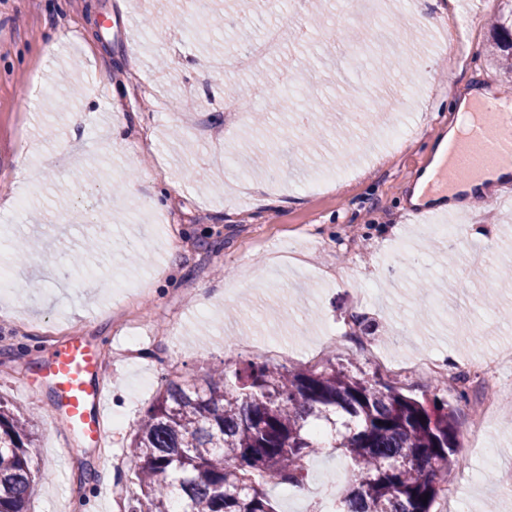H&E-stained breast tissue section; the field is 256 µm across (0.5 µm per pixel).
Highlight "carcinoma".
Masks as SVG:
<instances>
[{"label": "carcinoma", "instance_id": "1", "mask_svg": "<svg viewBox=\"0 0 512 512\" xmlns=\"http://www.w3.org/2000/svg\"><path fill=\"white\" fill-rule=\"evenodd\" d=\"M496 47L512 68V0ZM36 413L0 398V512H30ZM455 412L344 367L248 362L203 383L164 380L134 429L138 495L128 512H276L270 486L301 487L307 460L340 452L350 488L337 512H431L461 465Z\"/></svg>", "mask_w": 512, "mask_h": 512}]
</instances>
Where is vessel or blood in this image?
Here are the masks:
<instances>
[{"label":"vessel or blood","mask_w":512,"mask_h":512,"mask_svg":"<svg viewBox=\"0 0 512 512\" xmlns=\"http://www.w3.org/2000/svg\"><path fill=\"white\" fill-rule=\"evenodd\" d=\"M461 136L452 144L439 175L448 182L472 173L512 168V112H466ZM46 381L49 410L63 419L69 434L83 442L101 444L106 433L107 390L103 364L92 344L72 336L36 369Z\"/></svg>","instance_id":"obj_1"}]
</instances>
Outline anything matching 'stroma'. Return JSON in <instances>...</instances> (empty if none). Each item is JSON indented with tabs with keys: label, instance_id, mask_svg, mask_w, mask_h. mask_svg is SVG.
<instances>
[{
	"label": "stroma",
	"instance_id": "35a3bbf8",
	"mask_svg": "<svg viewBox=\"0 0 512 512\" xmlns=\"http://www.w3.org/2000/svg\"><path fill=\"white\" fill-rule=\"evenodd\" d=\"M0 0V253L17 283L0 293V334L25 322L26 336L0 344V397L37 410L43 478L32 512H114L112 489L126 475L134 427L155 392L129 394L147 374L198 381L216 368L259 356L252 338L285 343L276 367L305 366L307 347L419 398L437 395L456 410L463 464L449 477L463 512H512L498 482L512 479V366L480 387L448 376L512 347V207L473 216L476 244L492 249L474 273L465 246L449 247L426 224H406L416 175L454 125V102L481 88L512 91L490 54L488 20L499 0H421L406 13L385 0L393 36L405 50L368 52L367 78L346 69L337 48L351 23V0L307 7L313 35L289 38L268 65L273 93L263 123L227 111L250 73L221 68L277 23L269 0H219L233 25L208 19L197 0ZM465 65L437 58L434 28L420 16L456 18L470 10ZM406 125L389 152L380 134ZM355 170L328 193L326 168ZM168 190L164 209L148 207ZM135 243L139 258L123 257ZM97 270L81 273L76 256ZM355 287H343L340 273ZM128 316L142 326L117 341ZM82 336L110 361L103 379L111 455L66 436L42 404L43 385L21 379L54 350L42 337ZM394 358L384 368L366 352ZM431 354L443 371L399 370ZM503 410L473 430L482 395Z\"/></svg>",
	"mask_w": 512,
	"mask_h": 512
}]
</instances>
